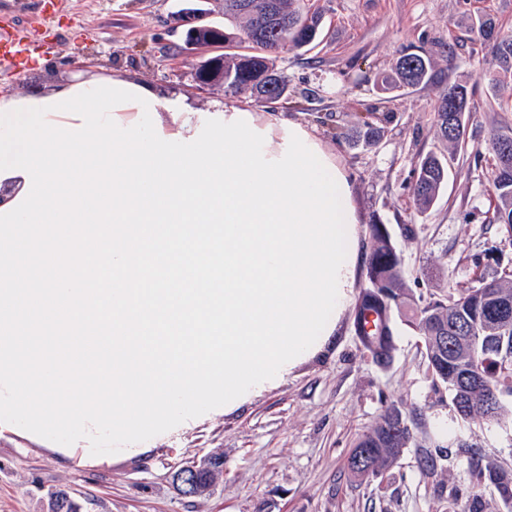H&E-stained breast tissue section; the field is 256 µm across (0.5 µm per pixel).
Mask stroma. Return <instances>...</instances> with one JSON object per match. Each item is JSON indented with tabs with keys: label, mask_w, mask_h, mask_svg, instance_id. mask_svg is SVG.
Here are the masks:
<instances>
[{
	"label": "stroma",
	"mask_w": 512,
	"mask_h": 512,
	"mask_svg": "<svg viewBox=\"0 0 512 512\" xmlns=\"http://www.w3.org/2000/svg\"><path fill=\"white\" fill-rule=\"evenodd\" d=\"M181 0H0V27L23 31L31 55L0 75V95L95 69L131 74L193 96L197 107L224 103L222 89L194 90L198 55L185 50L170 24ZM323 15L314 49L277 60L291 91L276 103L252 100L258 112H285L306 124L335 154L353 186L362 229L386 224L405 285L423 295L455 292L479 277L512 270V245L494 222L488 142L512 126V83L489 92L479 79L492 47L474 42L471 22L493 14L512 26V0H310ZM432 48L430 82L385 93L380 79L406 49ZM44 64L30 66L32 55ZM475 85L465 149L448 154V184L436 205L419 213L410 185L428 153L442 151L434 113L449 83ZM368 112L391 120L379 142L352 148L336 136ZM395 356L377 365L345 313L324 349L276 385L232 411L213 410L157 435L136 454H88L87 440L64 446L0 423V512H46L48 491L92 502L93 512H462L467 459L459 442L512 464V420L461 419L436 393L422 341L399 326ZM392 401L418 405L414 441L382 476L359 481L347 469L357 437ZM430 452L445 477L422 473ZM212 453L224 456L213 493L183 498L172 476Z\"/></svg>",
	"instance_id": "35a3bbf8"
}]
</instances>
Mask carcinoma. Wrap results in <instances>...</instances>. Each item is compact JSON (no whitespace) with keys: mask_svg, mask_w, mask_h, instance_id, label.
Instances as JSON below:
<instances>
[{"mask_svg":"<svg viewBox=\"0 0 512 512\" xmlns=\"http://www.w3.org/2000/svg\"><path fill=\"white\" fill-rule=\"evenodd\" d=\"M224 26L194 33L198 41L220 39L224 53L218 73L224 74V94L275 103L289 96L288 84L276 66L284 51L314 44L322 30V14L306 8L304 0H223ZM471 32L491 43L493 63L480 79L494 90L512 80V31L490 15L475 19ZM433 76L430 50L419 47L402 54L382 80V90L414 88ZM475 89L455 83L440 98L436 111L438 138L452 150L465 144L469 104ZM389 114L369 112L361 121L336 136L353 147L375 144ZM492 183L498 198L496 223L512 244V127L495 130L489 140ZM448 182V164L434 153L422 158L416 170L413 198L426 212L437 202ZM401 260L384 224L371 225V249L366 285L354 307V325L363 348L380 365L390 363L396 351L398 323L422 340L425 359L436 390L448 392L457 415L470 420L502 421L512 418V273L506 271L462 292L428 300L407 288ZM420 408L390 402L375 424L361 434L348 458L357 478H377L390 470L413 438L412 425ZM467 457L470 491L464 512H488L482 488L512 490V467L462 446ZM367 455V463L356 458ZM203 472L197 496L211 494L224 474V458L211 455L197 463ZM47 512H80L79 501L65 490L48 494Z\"/></svg>","mask_w":512,"mask_h":512,"instance_id":"1","label":"carcinoma"}]
</instances>
